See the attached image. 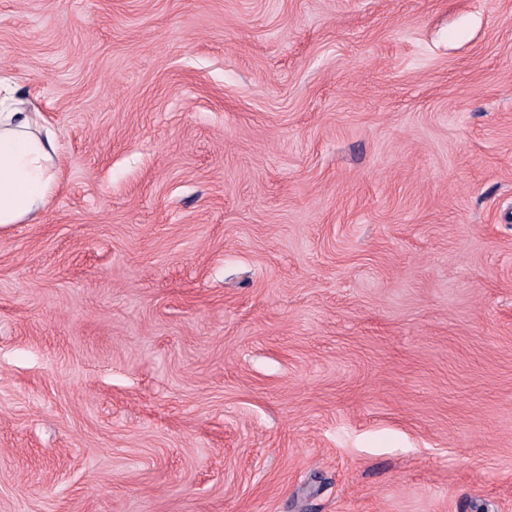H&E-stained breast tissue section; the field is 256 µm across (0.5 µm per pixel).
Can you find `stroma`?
I'll return each instance as SVG.
<instances>
[{
	"mask_svg": "<svg viewBox=\"0 0 512 512\" xmlns=\"http://www.w3.org/2000/svg\"><path fill=\"white\" fill-rule=\"evenodd\" d=\"M0 76V512H512V0H0ZM55 132L0 79V227L34 222L60 187Z\"/></svg>",
	"mask_w": 512,
	"mask_h": 512,
	"instance_id": "35a3bbf8",
	"label": "stroma"
}]
</instances>
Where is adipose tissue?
Returning <instances> with one entry per match:
<instances>
[{
  "label": "adipose tissue",
  "mask_w": 512,
  "mask_h": 512,
  "mask_svg": "<svg viewBox=\"0 0 512 512\" xmlns=\"http://www.w3.org/2000/svg\"><path fill=\"white\" fill-rule=\"evenodd\" d=\"M57 155L40 112L0 79V227L37 219L61 187Z\"/></svg>",
  "instance_id": "ef3b65f1"
}]
</instances>
